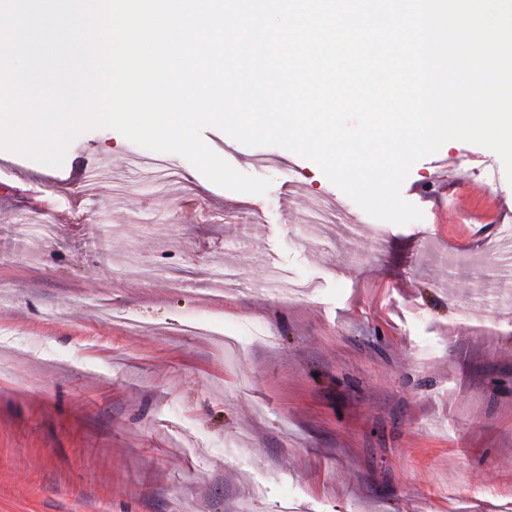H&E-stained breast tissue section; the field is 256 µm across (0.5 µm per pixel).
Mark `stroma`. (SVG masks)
I'll use <instances>...</instances> for the list:
<instances>
[{"instance_id": "obj_1", "label": "stroma", "mask_w": 512, "mask_h": 512, "mask_svg": "<svg viewBox=\"0 0 512 512\" xmlns=\"http://www.w3.org/2000/svg\"><path fill=\"white\" fill-rule=\"evenodd\" d=\"M201 138L267 192L112 128L58 168L0 150V512H512L499 157L417 161L400 226L289 150ZM482 169L505 206L467 228ZM298 276L316 293L271 285Z\"/></svg>"}]
</instances>
